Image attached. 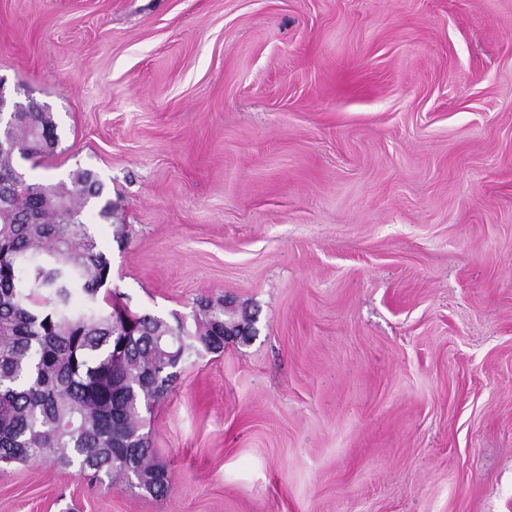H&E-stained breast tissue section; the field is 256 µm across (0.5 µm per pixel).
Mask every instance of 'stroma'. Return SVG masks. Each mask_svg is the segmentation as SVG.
<instances>
[{
    "label": "stroma",
    "instance_id": "obj_1",
    "mask_svg": "<svg viewBox=\"0 0 512 512\" xmlns=\"http://www.w3.org/2000/svg\"><path fill=\"white\" fill-rule=\"evenodd\" d=\"M0 80L122 302L258 319L148 416L167 493L43 458L0 512H512V0H0Z\"/></svg>",
    "mask_w": 512,
    "mask_h": 512
}]
</instances>
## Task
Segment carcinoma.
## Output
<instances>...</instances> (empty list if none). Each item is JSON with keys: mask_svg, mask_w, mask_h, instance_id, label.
I'll list each match as a JSON object with an SVG mask.
<instances>
[{"mask_svg": "<svg viewBox=\"0 0 512 512\" xmlns=\"http://www.w3.org/2000/svg\"><path fill=\"white\" fill-rule=\"evenodd\" d=\"M0 134V188L14 197L0 211V462L52 456L116 487L146 471L143 489L161 496L169 477L153 461L145 414L183 364L224 350L235 317L217 298L200 302L193 330L149 313L113 324L99 303L110 262L83 221L90 205L109 217L102 183L82 168L68 185L17 181L20 162L54 151L48 112H14Z\"/></svg>", "mask_w": 512, "mask_h": 512, "instance_id": "obj_1", "label": "carcinoma"}]
</instances>
